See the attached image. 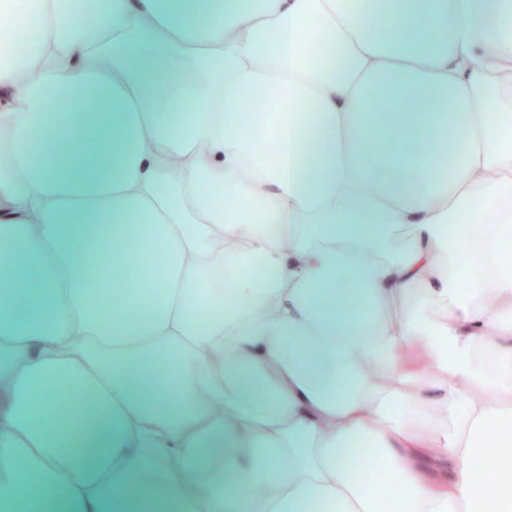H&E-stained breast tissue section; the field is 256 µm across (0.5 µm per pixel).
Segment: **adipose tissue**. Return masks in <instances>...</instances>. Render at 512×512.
<instances>
[{
    "label": "adipose tissue",
    "mask_w": 512,
    "mask_h": 512,
    "mask_svg": "<svg viewBox=\"0 0 512 512\" xmlns=\"http://www.w3.org/2000/svg\"><path fill=\"white\" fill-rule=\"evenodd\" d=\"M381 23L0 0V512H512V0Z\"/></svg>",
    "instance_id": "ef3b65f1"
}]
</instances>
